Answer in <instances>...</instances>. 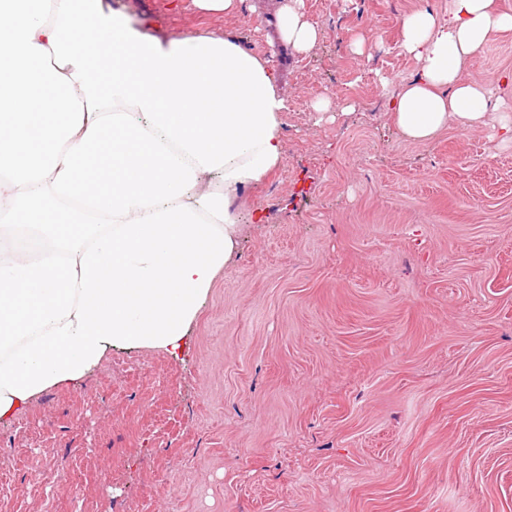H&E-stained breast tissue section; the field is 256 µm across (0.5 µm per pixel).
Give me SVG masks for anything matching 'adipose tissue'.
Returning <instances> with one entry per match:
<instances>
[{"mask_svg":"<svg viewBox=\"0 0 512 512\" xmlns=\"http://www.w3.org/2000/svg\"><path fill=\"white\" fill-rule=\"evenodd\" d=\"M301 4L278 27L306 53L319 30ZM511 31L494 0L406 15L420 71L391 102L400 134L482 124L490 92L465 67ZM287 106L231 37L164 43L102 0H0V422L112 348L183 347L237 245L231 199L282 164Z\"/></svg>","mask_w":512,"mask_h":512,"instance_id":"ef3b65f1","label":"adipose tissue"}]
</instances>
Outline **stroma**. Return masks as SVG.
Here are the masks:
<instances>
[{"mask_svg":"<svg viewBox=\"0 0 512 512\" xmlns=\"http://www.w3.org/2000/svg\"><path fill=\"white\" fill-rule=\"evenodd\" d=\"M283 2L103 0L267 59L284 159L233 200L183 353L112 349L0 423V512H512V144L490 124L415 143L389 112L418 71L403 18L448 0H303L306 55ZM507 71L512 32L468 66L501 116ZM302 0H289L278 14V27L282 38L297 53H307L318 42L319 30L309 22L302 10Z\"/></svg>","mask_w":512,"mask_h":512,"instance_id":"stroma-1","label":"stroma"}]
</instances>
